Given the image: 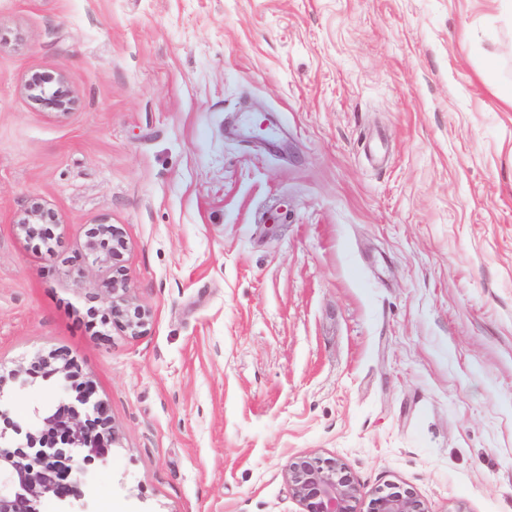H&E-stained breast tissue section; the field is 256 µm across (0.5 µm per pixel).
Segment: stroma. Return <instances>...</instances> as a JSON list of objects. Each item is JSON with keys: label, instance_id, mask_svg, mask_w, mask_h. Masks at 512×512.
<instances>
[{"label": "stroma", "instance_id": "1", "mask_svg": "<svg viewBox=\"0 0 512 512\" xmlns=\"http://www.w3.org/2000/svg\"><path fill=\"white\" fill-rule=\"evenodd\" d=\"M510 40L503 0H0V372L59 351L92 388L94 512H302L301 454L512 512ZM102 223L138 337L101 322ZM24 90L36 103L58 114H67L75 99L64 73L35 72L24 83ZM16 223L30 240H36L45 234L46 224L56 223V216L44 204L34 201L20 214ZM90 254L104 253L112 258V278L108 291L112 294L110 314L112 323L128 336L136 337L146 332L150 313L136 304L129 295L130 288L121 264L128 243L120 229L112 224H96L87 232Z\"/></svg>", "mask_w": 512, "mask_h": 512}]
</instances>
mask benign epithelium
<instances>
[{
	"label": "benign epithelium",
	"mask_w": 512,
	"mask_h": 512,
	"mask_svg": "<svg viewBox=\"0 0 512 512\" xmlns=\"http://www.w3.org/2000/svg\"><path fill=\"white\" fill-rule=\"evenodd\" d=\"M24 90L36 103L58 114H67L75 99L64 73L35 72ZM56 222L54 212L34 201L19 216L17 224L36 240L45 226ZM90 254L112 258V323L127 335L146 332L150 313L135 303L121 264L128 243L112 224H96L87 232ZM58 377L59 396L37 408L20 422L10 413L6 380L0 376V512H42L48 500L56 512H92L82 489L87 466L104 455L113 441L102 406L90 388L76 382L71 364L61 354L41 357L31 364L28 375ZM302 512H357L360 491L344 468L334 460L308 455L294 457L284 472ZM367 512H426L411 490L392 485L378 491L367 504Z\"/></svg>",
	"instance_id": "7a95c632"
}]
</instances>
